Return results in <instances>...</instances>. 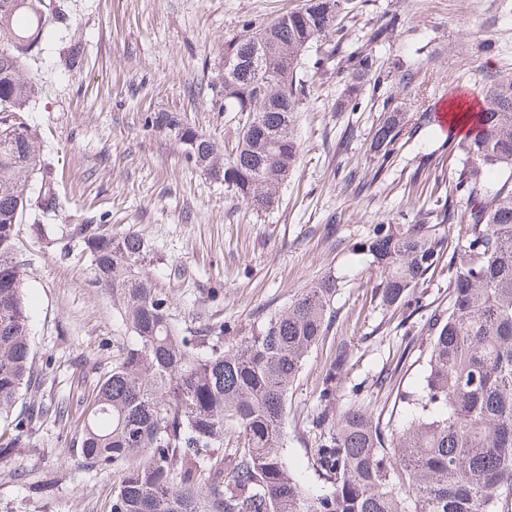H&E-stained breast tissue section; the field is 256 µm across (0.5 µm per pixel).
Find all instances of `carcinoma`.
<instances>
[{"mask_svg":"<svg viewBox=\"0 0 512 512\" xmlns=\"http://www.w3.org/2000/svg\"><path fill=\"white\" fill-rule=\"evenodd\" d=\"M14 2L0 0V456L29 445L48 412L61 422L70 417L63 404L14 414L38 377L18 226L30 210L60 206L49 183L34 187L44 165L22 115L38 94L26 62L51 31L39 18L62 15L45 0ZM305 2V10L249 29L224 48V62L236 64L219 77L224 110L243 121L231 151L174 113L149 117L185 147L188 160L257 212L278 202L299 157L293 112L310 97L298 77L305 52L341 32L340 14L353 8V0ZM257 45L266 50L262 95L249 68ZM379 77L372 55H357L336 108L356 110L362 90L377 88ZM484 100L468 136L425 155L413 172L433 178L438 193L430 207L411 224H372L354 244L379 274L380 307L419 310L420 288L446 271L448 310L431 314L405 346L417 353L423 378L419 390L396 393L410 410L399 430L360 403L333 410L346 353L326 368L323 410L306 450L309 467L330 484L325 492H311L291 472L283 421L307 354L326 336L335 273L247 331L225 324L190 335L155 287L150 268L161 258L147 240L114 235L106 224L30 225L46 246L65 241L90 259L126 332L75 428L85 463L118 472L108 512H512V74L490 80ZM409 122L386 97L374 152L388 158L419 129ZM490 171L496 180H487ZM453 218L463 224L461 250L439 232ZM230 431L239 447L229 450Z\"/></svg>","mask_w":512,"mask_h":512,"instance_id":"obj_1","label":"carcinoma"}]
</instances>
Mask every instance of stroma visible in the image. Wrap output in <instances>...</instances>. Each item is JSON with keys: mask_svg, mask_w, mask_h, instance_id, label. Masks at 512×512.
Returning <instances> with one entry per match:
<instances>
[{"mask_svg": "<svg viewBox=\"0 0 512 512\" xmlns=\"http://www.w3.org/2000/svg\"><path fill=\"white\" fill-rule=\"evenodd\" d=\"M66 18L34 52L29 71L41 92L25 117L52 167L58 212L26 216L19 258L36 368L42 376L28 402H64L82 411L84 393L111 371L123 331L111 291L97 286L78 249L45 248L30 232L43 224H107L133 232L164 257L151 270L157 288L189 331L220 323L247 328L287 307L327 271L340 278L325 340L309 353L288 398L284 454L313 491L326 484L306 450L321 412L318 383L338 351L346 378L337 407L360 401L407 419L378 393L379 372L399 369V386L419 389L421 371L403 350L423 317L448 306V277L434 275L422 307L409 319L381 310L374 274L352 246L370 225L415 213L430 201L431 183L412 181L422 156L447 147L448 135L429 123L398 143L389 158L371 152L382 109L392 97L413 117L459 91L481 96L485 83L512 72V0H356L341 21L346 52L377 60L383 80L365 90L357 111H337L349 72L339 59L322 61L312 48L301 71L314 97L300 104L296 168L274 209L258 213L188 161L178 142L148 125L153 112H174L224 147L239 130L235 113L220 109L209 86L224 66V48L246 25L264 26L303 0H50ZM395 26L369 42L386 19ZM84 49L79 68L62 63L71 43ZM413 65L411 84L397 63ZM74 422L46 418L29 446L0 459V512H104L116 475L91 468L73 447Z\"/></svg>", "mask_w": 512, "mask_h": 512, "instance_id": "stroma-1", "label": "stroma"}]
</instances>
